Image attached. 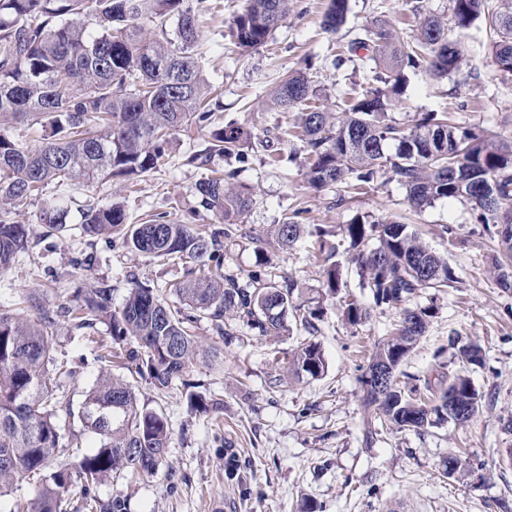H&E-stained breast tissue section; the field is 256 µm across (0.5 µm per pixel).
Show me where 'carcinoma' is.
I'll use <instances>...</instances> for the list:
<instances>
[{"label":"carcinoma","instance_id":"cac0c4a2","mask_svg":"<svg viewBox=\"0 0 512 512\" xmlns=\"http://www.w3.org/2000/svg\"><path fill=\"white\" fill-rule=\"evenodd\" d=\"M452 22L468 29L485 24L489 52L499 71L512 75V0H451ZM349 0H330L322 28L337 31ZM291 0H246L234 19L232 36L246 50L265 46L288 18ZM419 15L413 42L401 43L384 19L374 20L365 37L350 42L347 52L365 50L373 63L375 83L337 116L319 104L320 93L308 76L289 73L268 96L279 112L298 109L293 137L304 143V176L316 192L344 184L354 190L371 186L388 174L405 188L411 208L455 199L470 207L473 223L485 225L498 241L496 281L512 290V140L486 129L450 122L446 112H425L411 129L399 126L390 110L404 93L405 72L442 78L460 71L464 50L448 38V24L415 8ZM200 25L189 0H0V129L23 121L51 130V136L29 149L0 132V273L30 243L29 228L10 218L11 210L42 195L56 183L90 187L114 178L134 182L156 169L172 138L196 130L208 135L205 153L215 152L243 163L250 135L228 123L213 126L212 88L195 54ZM236 170L195 183L200 203L218 220L230 223L251 201L249 189L235 183ZM67 208L42 210L43 238L67 225ZM82 233L124 243L165 264H182V276L171 285L177 305L140 281L131 282L119 309L112 308V285L98 281L82 289L67 313L78 326L100 322L112 339L124 345L135 373L158 389L169 387L198 360L193 324L203 318L220 322L232 315L263 334L289 331L293 317L308 330L316 312L299 303L302 288L293 278L272 281L257 272L224 275L221 268L228 231L175 224L157 213L140 224H126L121 204L84 206ZM305 227L287 220L253 237L256 249L290 248ZM325 254L323 296L335 299L343 320L364 322L370 309L341 294L342 264L338 247L348 243L349 262L375 307L401 311L397 327L378 339L362 375L363 404L383 427L423 432L448 421V403L474 417L481 396L466 369L479 366L483 350L476 343L458 347L460 369L428 378L402 370L408 354L427 331L431 306L410 303L428 289L448 288L457 276L448 260L420 242L407 224L394 219L356 217L336 229L316 225ZM56 321L44 314L22 318L0 309V495L22 479H33L38 492L13 512H61V496L80 485L88 512H127L118 494L107 500L95 489L112 472L127 469L151 476L162 463L170 439L167 420L137 404L131 385L108 373L98 376L78 408L60 398L52 374L71 376L55 367L52 355ZM326 362L320 344L300 341L288 371L317 379ZM423 384H418V381ZM192 407L218 412L220 402L189 394ZM99 437L94 450L74 463L48 467L61 448V431L73 420ZM445 470L452 477L469 473L467 461L448 454Z\"/></svg>","mask_w":512,"mask_h":512}]
</instances>
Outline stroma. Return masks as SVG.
Wrapping results in <instances>:
<instances>
[{"instance_id": "35a3bbf8", "label": "stroma", "mask_w": 512, "mask_h": 512, "mask_svg": "<svg viewBox=\"0 0 512 512\" xmlns=\"http://www.w3.org/2000/svg\"><path fill=\"white\" fill-rule=\"evenodd\" d=\"M329 0H295L296 7L268 44L239 54L230 36L233 19L245 0H191L202 37L195 51L208 80L221 90L218 123L236 122L251 134L248 160L212 155L208 164L189 163L202 150L204 138L177 137L164 162L129 185L113 182L96 188L48 186L42 197L21 206L13 219L29 225L37 241L19 253L0 273V309L12 310L27 295L39 299V312L57 322L53 354L61 362H80L79 372L63 381L60 396L80 404L99 373L109 372L130 383L139 405L167 419L171 439L157 473L149 480L127 470L113 472L99 485L101 498L119 494L127 512H512V293L498 287L494 276V245L475 224L468 205L440 200L421 211L410 209L406 191L389 176L374 181L367 193L343 185L316 192L303 175L301 141L283 143L281 161H271L261 142L282 134L293 117L267 110L269 93L287 71L307 72L332 112L349 108L362 86L372 82L371 64L337 63L342 45L362 37L373 19L389 20L395 38L412 41L424 5L450 20V0H349L346 23L334 33L321 27ZM449 36L465 51L462 72L436 79L409 75L402 105L392 115L412 127L421 112H446L459 124L483 127L512 138V76L500 72L488 51L490 36L483 25L450 29ZM239 167L237 180L251 188L249 207L237 219L224 251L223 273L269 270L290 276L305 287V305L322 306L314 331L291 325L289 334L262 336L242 321L226 318L225 330L201 320L196 330L202 349H220L224 361L194 364L189 379L206 398L220 402L216 413L191 409L181 383L156 388L122 359H109L113 344L104 324L77 327L61 306L74 289L105 280L113 287L112 304L120 306L131 280L150 284L161 296L179 277V266L164 265L132 251L122 236L92 240L80 229V209L90 198L121 203L127 221L138 224L148 215L165 212L171 222L194 216L196 223H214L198 208L193 188L210 170ZM58 200L69 210L68 229L42 239L39 221L44 202ZM388 216L416 229L432 250L444 254L458 277L453 286L436 292V315L403 365L408 374L456 371V344L477 342L484 363L469 369L482 407L468 423L451 422L425 432L379 430L365 445L368 427L361 405V376L372 345L398 316L372 312L364 323L349 327L332 299L323 298L324 257L314 237L304 235L291 249L270 250L260 257L252 234L285 218L299 223L345 224L354 216ZM452 234H444L442 226ZM95 258L89 274L73 269L79 255ZM233 332L225 343L223 331ZM320 343L327 369L317 380L298 379L287 371L288 354L298 338ZM461 449L471 472L462 481L443 478L450 449Z\"/></svg>"}]
</instances>
